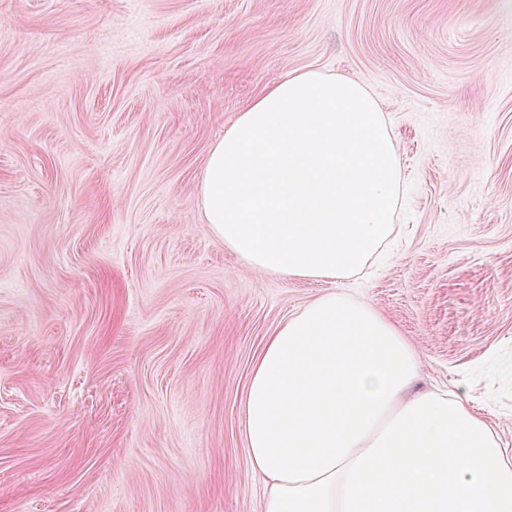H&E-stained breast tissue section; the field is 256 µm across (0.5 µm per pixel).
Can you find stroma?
<instances>
[{
  "mask_svg": "<svg viewBox=\"0 0 512 512\" xmlns=\"http://www.w3.org/2000/svg\"><path fill=\"white\" fill-rule=\"evenodd\" d=\"M298 70L368 87L406 178L336 290L512 450V0H0V512H265L249 372L328 284L257 271L196 183Z\"/></svg>",
  "mask_w": 512,
  "mask_h": 512,
  "instance_id": "35a3bbf8",
  "label": "stroma"
}]
</instances>
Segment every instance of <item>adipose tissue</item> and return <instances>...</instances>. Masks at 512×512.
<instances>
[{
    "mask_svg": "<svg viewBox=\"0 0 512 512\" xmlns=\"http://www.w3.org/2000/svg\"><path fill=\"white\" fill-rule=\"evenodd\" d=\"M381 108L315 70L276 80L209 149L197 199L262 272L333 282L390 235L403 188ZM411 342L329 289L268 336L242 402L266 512H512V456L464 398L418 387Z\"/></svg>",
    "mask_w": 512,
    "mask_h": 512,
    "instance_id": "obj_1",
    "label": "adipose tissue"
}]
</instances>
